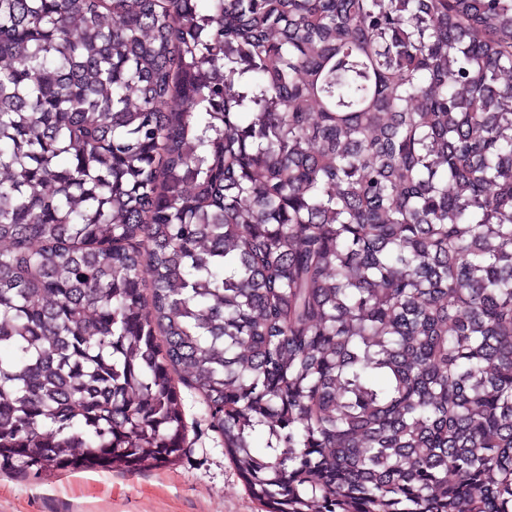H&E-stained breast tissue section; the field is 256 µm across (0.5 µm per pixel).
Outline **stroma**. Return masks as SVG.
I'll return each mask as SVG.
<instances>
[{"label":"stroma","mask_w":512,"mask_h":512,"mask_svg":"<svg viewBox=\"0 0 512 512\" xmlns=\"http://www.w3.org/2000/svg\"><path fill=\"white\" fill-rule=\"evenodd\" d=\"M182 398L190 429L178 464L129 474L0 475V512H262L199 396L186 389Z\"/></svg>","instance_id":"obj_1"}]
</instances>
